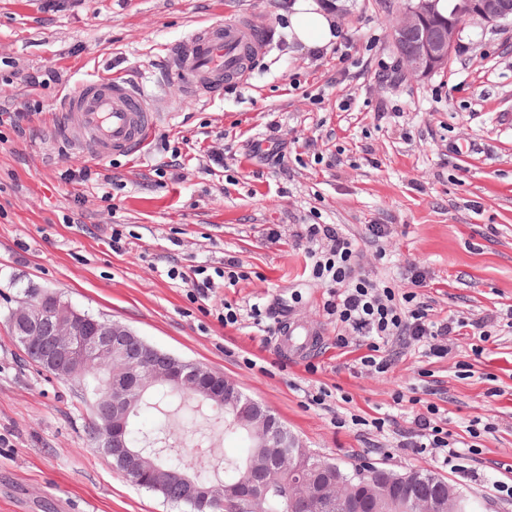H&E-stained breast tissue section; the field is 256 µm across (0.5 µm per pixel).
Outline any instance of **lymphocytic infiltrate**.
<instances>
[{
    "instance_id": "f902f5d3",
    "label": "lymphocytic infiltrate",
    "mask_w": 512,
    "mask_h": 512,
    "mask_svg": "<svg viewBox=\"0 0 512 512\" xmlns=\"http://www.w3.org/2000/svg\"><path fill=\"white\" fill-rule=\"evenodd\" d=\"M308 245L312 259L311 274L326 289L323 309L336 323V344L347 347L350 337H361L365 350L356 364L360 370L384 374L391 367L386 354L390 343L411 341L426 343L431 356L442 358L451 350L449 340L459 335L464 321L448 316L430 319L415 290L423 286L426 275L417 266L405 272L410 291L395 294L392 288L360 273L356 266L353 242L343 230L332 224H309L298 235ZM437 404L425 403L423 411L413 414L412 426L404 431L405 447L424 452L439 450L442 462L456 469L462 452H476L477 441L490 425L471 424L470 443L452 437L444 423L438 422Z\"/></svg>"
}]
</instances>
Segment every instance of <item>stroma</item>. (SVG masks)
<instances>
[{
    "mask_svg": "<svg viewBox=\"0 0 512 512\" xmlns=\"http://www.w3.org/2000/svg\"><path fill=\"white\" fill-rule=\"evenodd\" d=\"M337 2L341 37L314 53L288 40V0H0V512H181L91 440L90 393L21 351L8 316L34 292L230 377L321 459L425 469L477 512H512L494 489L512 479V328L501 324L512 309V18L467 21L447 68L415 78L392 38L406 0ZM248 13L274 30L248 81L211 101L169 85L154 99L160 120L143 151L98 163L92 145L56 138L61 96L80 79L148 80L165 44ZM48 70L55 81L32 85ZM273 123L279 152L257 158ZM87 166L96 173L86 181ZM304 224L341 225L359 270L396 293L409 289L404 268L421 267L419 301L434 316L485 323L487 338L457 337L442 359L395 345L387 373L359 372L361 348L337 347L325 289L305 270ZM372 224L391 227L377 245ZM230 260L245 280L218 284L202 302L168 276ZM227 304L239 314L232 327L217 318ZM254 304L316 333L308 361L274 353L249 316ZM323 384L341 396L306 406L305 391ZM413 388L431 390L456 437L470 420L493 423L481 454L452 472L437 450L401 447L405 409L392 395ZM379 411L398 425L380 434L334 424ZM135 422L179 439L193 474L247 451L207 410L189 420L144 409Z\"/></svg>",
    "mask_w": 512,
    "mask_h": 512,
    "instance_id": "35a3bbf8",
    "label": "stroma"
}]
</instances>
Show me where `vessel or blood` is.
Segmentation results:
<instances>
[{
	"label": "vessel or blood",
	"mask_w": 512,
	"mask_h": 512,
	"mask_svg": "<svg viewBox=\"0 0 512 512\" xmlns=\"http://www.w3.org/2000/svg\"><path fill=\"white\" fill-rule=\"evenodd\" d=\"M265 27L258 17L218 20L171 43L165 52L164 75L182 85L194 98L216 95L225 81L249 76L250 59L262 43ZM152 92L121 77H94L80 81L66 93L58 138L77 144L87 135L98 144V158L141 151L158 124L151 108ZM314 340L305 325L289 324L276 336L277 353H303Z\"/></svg>",
	"instance_id": "1"
}]
</instances>
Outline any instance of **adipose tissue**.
Here are the masks:
<instances>
[{
	"instance_id": "adipose-tissue-1",
	"label": "adipose tissue",
	"mask_w": 512,
	"mask_h": 512,
	"mask_svg": "<svg viewBox=\"0 0 512 512\" xmlns=\"http://www.w3.org/2000/svg\"><path fill=\"white\" fill-rule=\"evenodd\" d=\"M287 17L293 44L319 50L338 38L336 13L328 0H290Z\"/></svg>"
}]
</instances>
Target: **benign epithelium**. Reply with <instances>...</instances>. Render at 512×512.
<instances>
[{
	"mask_svg": "<svg viewBox=\"0 0 512 512\" xmlns=\"http://www.w3.org/2000/svg\"><path fill=\"white\" fill-rule=\"evenodd\" d=\"M436 2L416 0L406 8L394 27L396 33L410 29L418 31L417 50L406 60L408 72L416 77H425L447 66L464 20L493 21L512 15V0H460L446 31L434 35L429 31L428 20L436 12ZM54 299V295L46 294L37 302L21 304L13 312V329L24 340L29 360L50 369L60 378H73L89 366H98L106 360L118 365L117 373L134 374L131 385L115 384L112 376H107L106 395L92 403L94 413L103 420L98 434L109 456L125 464L141 459L142 454L127 447L122 422L135 397L151 386L163 384L193 396L222 402L235 415L248 417L262 435V447L268 449L271 464L286 460L302 463L294 453V449L301 447L300 441L283 426L274 424L261 403L242 398L233 380L153 348L117 322L84 316L66 317L53 306ZM356 479H361V471L350 474L328 464L320 479L301 483V493L294 497L295 503L302 506L310 500H334L340 504V512H365L361 498L344 492V485ZM430 479L437 492L428 497H416L400 472L378 468L367 479L372 484L373 512H389L399 491L415 503L414 512H458L461 492L435 474Z\"/></svg>",
	"mask_w": 512,
	"mask_h": 512,
	"instance_id": "1",
	"label": "benign epithelium"
}]
</instances>
